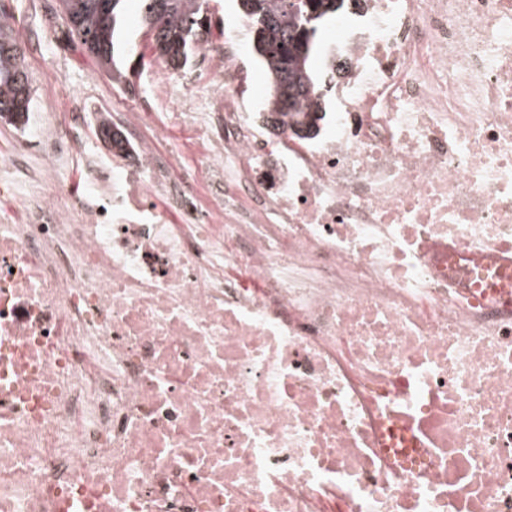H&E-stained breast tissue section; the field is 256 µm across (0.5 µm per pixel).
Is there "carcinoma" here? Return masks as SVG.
<instances>
[{
	"label": "carcinoma",
	"instance_id": "cac0c4a2",
	"mask_svg": "<svg viewBox=\"0 0 512 512\" xmlns=\"http://www.w3.org/2000/svg\"><path fill=\"white\" fill-rule=\"evenodd\" d=\"M127 0H58L68 35L80 43L96 66L113 82L132 86L130 54L135 47L124 37ZM312 10L288 0H240L251 28H260L252 43L257 62L268 81L266 116L278 123L288 110H306L311 121L320 119L325 102L314 62L320 51V30L336 18L347 0H311ZM209 0H137L139 36L144 47L175 68L188 66L212 35V20L204 16ZM25 54L11 22L0 16V119L14 124L26 120L31 105ZM98 129L112 136V149L126 151V138L111 119Z\"/></svg>",
	"mask_w": 512,
	"mask_h": 512
}]
</instances>
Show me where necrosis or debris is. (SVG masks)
I'll use <instances>...</instances> for the list:
<instances>
[{"instance_id": "obj_1", "label": "necrosis or debris", "mask_w": 512, "mask_h": 512, "mask_svg": "<svg viewBox=\"0 0 512 512\" xmlns=\"http://www.w3.org/2000/svg\"><path fill=\"white\" fill-rule=\"evenodd\" d=\"M219 93L0 223V512H512V0H360L317 135ZM348 63L347 72L336 70ZM159 141L162 149L177 147L187 159H191L194 152V139L186 129H177L164 135L159 131Z\"/></svg>"}]
</instances>
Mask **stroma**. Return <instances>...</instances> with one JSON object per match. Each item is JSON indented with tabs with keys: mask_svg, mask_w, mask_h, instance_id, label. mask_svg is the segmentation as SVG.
I'll return each instance as SVG.
<instances>
[{
	"mask_svg": "<svg viewBox=\"0 0 512 512\" xmlns=\"http://www.w3.org/2000/svg\"><path fill=\"white\" fill-rule=\"evenodd\" d=\"M25 52L31 76L32 106L26 125L0 120V157L16 151L34 155L46 129L67 135L73 113L85 116L81 141L51 189L60 200L77 197L97 204L100 196L89 184V169L96 160L114 155L97 134L100 115H111L127 138L155 133L153 126L131 128V112H170L187 96L178 72L152 56H145L133 92L119 90L100 72L79 45L71 42L57 13V0H0ZM156 134V133H155Z\"/></svg>",
	"mask_w": 512,
	"mask_h": 512,
	"instance_id": "stroma-1",
	"label": "stroma"
}]
</instances>
